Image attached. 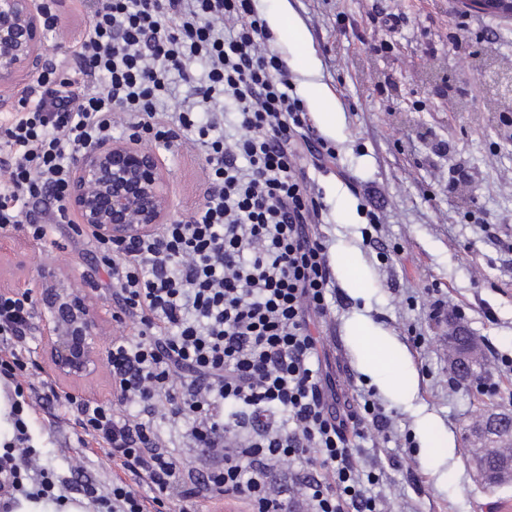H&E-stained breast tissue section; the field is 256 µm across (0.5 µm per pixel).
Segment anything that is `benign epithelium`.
<instances>
[{
	"label": "benign epithelium",
	"instance_id": "1",
	"mask_svg": "<svg viewBox=\"0 0 512 512\" xmlns=\"http://www.w3.org/2000/svg\"><path fill=\"white\" fill-rule=\"evenodd\" d=\"M467 11L512 19V0H459ZM48 46L37 0H0V89L36 72ZM72 213L97 236L128 241L149 235L173 218L170 188L161 156L133 139H113L88 148L69 185ZM42 313L41 350L63 388L94 380L109 349L102 340L106 319L88 294L76 288H45L37 297ZM480 364L477 343L457 342L449 357L456 369ZM469 439L474 456L512 446V410L484 415Z\"/></svg>",
	"mask_w": 512,
	"mask_h": 512
}]
</instances>
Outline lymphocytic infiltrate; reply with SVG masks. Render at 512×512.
Here are the masks:
<instances>
[{
	"mask_svg": "<svg viewBox=\"0 0 512 512\" xmlns=\"http://www.w3.org/2000/svg\"><path fill=\"white\" fill-rule=\"evenodd\" d=\"M75 38L61 0H40L63 49L0 120V230L45 243L68 234L105 261L134 335L112 337V396L61 390L33 357L32 298L0 294V377L14 386V435L0 446V512L17 494L77 493L95 512H389L360 451L391 434L372 392L345 393L316 331L336 303L313 143L255 0H94ZM187 89L171 99L173 84ZM144 149L205 154L188 219L130 242L75 224L72 170L113 132ZM62 410L78 451L53 478L29 444L27 411ZM198 451L179 454L166 430ZM103 454L111 485L83 477ZM293 472L282 498L272 469Z\"/></svg>",
	"mask_w": 512,
	"mask_h": 512,
	"instance_id": "f902f5d3",
	"label": "lymphocytic infiltrate"
}]
</instances>
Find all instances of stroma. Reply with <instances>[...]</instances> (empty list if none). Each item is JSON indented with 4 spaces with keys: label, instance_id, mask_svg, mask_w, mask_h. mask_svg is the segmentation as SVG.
<instances>
[{
    "label": "stroma",
    "instance_id": "35a3bbf8",
    "mask_svg": "<svg viewBox=\"0 0 512 512\" xmlns=\"http://www.w3.org/2000/svg\"><path fill=\"white\" fill-rule=\"evenodd\" d=\"M296 30L271 32L316 137L335 148L345 172L316 176L340 301L323 337L333 362L373 390L393 415L391 439L365 445L361 461L376 467L378 493L395 512H512V482L479 477L466 435L487 408H512V124L491 111L476 68L491 55L512 66V20L467 13L458 0H288ZM399 18L387 49L368 45L387 15ZM466 28L470 56L461 59L449 34ZM326 86L332 106L320 109L309 86ZM447 86L448 97L435 95ZM444 142L446 153L433 144ZM173 189L174 216L187 218L198 200L205 157L161 150ZM470 174L456 191L457 169ZM380 222H369L370 205ZM103 261L70 238L37 244L0 232V281L37 296L49 285L106 282ZM447 302V323L428 318V292ZM465 326L478 343L483 376L498 391L478 395L449 386V337ZM424 341L413 344L412 334ZM385 367L371 374L363 339ZM414 373L415 383L397 380ZM31 443L46 468L68 475L74 441L66 423L45 411L28 414Z\"/></svg>",
    "mask_w": 512,
    "mask_h": 512
}]
</instances>
